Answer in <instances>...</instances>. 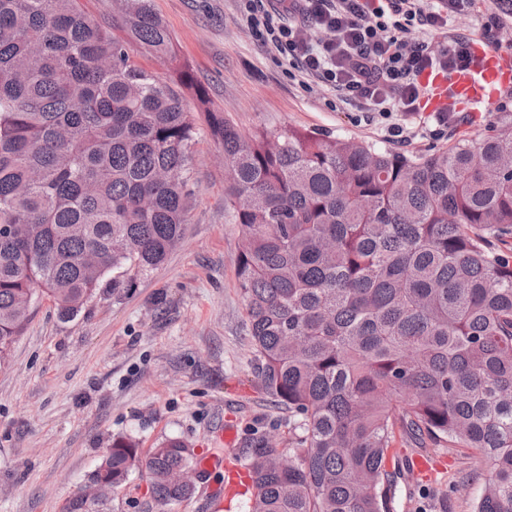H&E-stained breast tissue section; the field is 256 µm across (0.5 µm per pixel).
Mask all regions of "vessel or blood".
<instances>
[{
    "instance_id": "obj_1",
    "label": "vessel or blood",
    "mask_w": 512,
    "mask_h": 512,
    "mask_svg": "<svg viewBox=\"0 0 512 512\" xmlns=\"http://www.w3.org/2000/svg\"><path fill=\"white\" fill-rule=\"evenodd\" d=\"M471 53L473 63L467 69L449 76L429 70L423 73L421 81L430 89L423 101L426 111L438 112L452 103L459 111L476 117L489 110L502 89L512 86V56L480 41L472 44ZM198 468L223 471L224 486L229 490L247 479L240 467L225 465L220 454L201 457Z\"/></svg>"
}]
</instances>
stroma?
I'll list each match as a JSON object with an SVG mask.
<instances>
[{
  "instance_id": "1",
  "label": "stroma",
  "mask_w": 512,
  "mask_h": 512,
  "mask_svg": "<svg viewBox=\"0 0 512 512\" xmlns=\"http://www.w3.org/2000/svg\"><path fill=\"white\" fill-rule=\"evenodd\" d=\"M149 4L211 110L246 134L291 126L421 154L474 140L498 112L512 110V93H503L480 120L455 111L440 132L434 113H401L404 133L396 140L377 114L356 111L317 78L290 77L277 53L252 35L242 0ZM493 15L500 25L489 33ZM448 32L491 37L512 56V13L496 12L493 0L449 20ZM197 125L188 222L165 262L125 288L100 289L70 319L42 300L0 360V512H63L120 435L144 455L171 438L200 453L213 449L212 431L223 424L235 430L228 453L238 457L256 436L284 438L293 428L294 418L256 378L237 279L242 239L224 220V154L205 115ZM417 452L396 436L387 460L397 469L390 512H472L486 465L469 449L431 446L421 452L437 473L422 484L408 470ZM223 480L219 473L197 477L192 497L161 506L139 469L112 493V512H212L202 489Z\"/></svg>"
}]
</instances>
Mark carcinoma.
I'll use <instances>...</instances> for the list:
<instances>
[{
	"instance_id": "carcinoma-1",
	"label": "carcinoma",
	"mask_w": 512,
	"mask_h": 512,
	"mask_svg": "<svg viewBox=\"0 0 512 512\" xmlns=\"http://www.w3.org/2000/svg\"><path fill=\"white\" fill-rule=\"evenodd\" d=\"M112 25L79 0H0V360L46 297L70 318L102 287L162 264L187 223L198 135L181 90L224 152V212L275 401L300 416L288 443L244 453L250 512H389L395 427L421 448H468L488 477L473 512H512V112L471 143L420 155L290 128L244 134L208 111L148 0ZM122 30L126 39L114 35ZM193 451L144 458L118 437L90 484L140 466L153 499ZM64 512H111L71 497Z\"/></svg>"
}]
</instances>
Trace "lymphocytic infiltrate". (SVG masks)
I'll return each instance as SVG.
<instances>
[{
	"mask_svg": "<svg viewBox=\"0 0 512 512\" xmlns=\"http://www.w3.org/2000/svg\"><path fill=\"white\" fill-rule=\"evenodd\" d=\"M261 2L246 0L255 38L289 67L388 119L394 136L401 127L391 116L417 111L425 70L449 74L472 61L469 39L447 32L449 20L473 11L476 0H287L280 10ZM308 25L320 31L319 39L304 38ZM422 30L441 35L439 45L419 38Z\"/></svg>",
	"mask_w": 512,
	"mask_h": 512,
	"instance_id": "1",
	"label": "lymphocytic infiltrate"
}]
</instances>
